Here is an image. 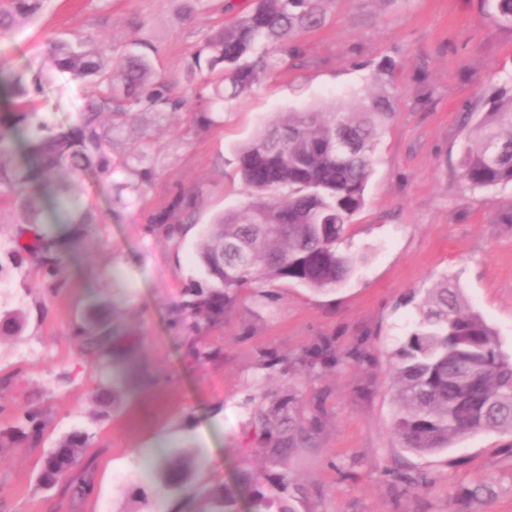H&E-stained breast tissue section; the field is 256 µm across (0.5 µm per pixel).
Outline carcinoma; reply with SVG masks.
Segmentation results:
<instances>
[{
  "label": "carcinoma",
  "mask_w": 512,
  "mask_h": 512,
  "mask_svg": "<svg viewBox=\"0 0 512 512\" xmlns=\"http://www.w3.org/2000/svg\"><path fill=\"white\" fill-rule=\"evenodd\" d=\"M44 0H3L0 36L14 30L18 18L35 15ZM326 0H256L249 9L206 39L210 80L195 87L196 70L187 71L188 91L173 94L167 81L150 83L151 56L145 50L107 55L89 38L50 44V69L73 80L88 81L76 121L50 127L26 100L24 74L0 65V90L13 99V111L0 114V193L12 196L17 223L24 225L3 253L14 277L27 284L33 272L58 273L60 258L53 237L41 231V195H61L70 185L56 180L60 171L78 178L95 167L112 173L111 137L104 115L129 118L134 112L193 109L204 99L221 108L224 102L259 84L283 62L288 40L302 30L316 29L325 19ZM495 19L512 25V0H494ZM394 64L378 66L373 83L379 90L354 106L323 104L283 112L270 125L237 147L238 172L252 190L249 202L217 216L202 232L196 252L211 291L192 290L183 312L209 322L219 320L239 291L247 286L288 281L314 292L341 287L356 270V258L339 251L348 226L366 204V189L375 166L378 142L393 116L386 86ZM465 143L460 178L472 190L512 188V89L502 90L488 110L463 122ZM351 148L341 150L339 140ZM195 208L194 200L176 198L152 222L172 233L176 214ZM69 223L94 224V213L72 204ZM24 326L21 309L0 318V337L17 336ZM81 344L100 352L104 383L99 397L107 402L115 387L107 355L112 333L106 324L89 320L79 326ZM393 431L402 447L425 455L450 448L480 431L512 433V358L501 348L497 331L470 310L459 290L443 282L430 288L420 319L395 352ZM265 428L279 433L283 454L313 439V431L288 414L272 411L262 417ZM90 434L74 430L63 436L47 457H59L64 472L42 466L40 481L53 486L69 478L87 448ZM194 454L185 449L161 473L164 490L186 486ZM248 512H296L299 488L285 475L260 486L250 473ZM210 512H239L229 488L211 500Z\"/></svg>",
  "instance_id": "obj_1"
}]
</instances>
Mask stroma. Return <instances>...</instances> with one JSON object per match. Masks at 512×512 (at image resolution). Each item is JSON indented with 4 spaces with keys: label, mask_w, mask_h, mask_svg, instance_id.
<instances>
[{
    "label": "stroma",
    "mask_w": 512,
    "mask_h": 512,
    "mask_svg": "<svg viewBox=\"0 0 512 512\" xmlns=\"http://www.w3.org/2000/svg\"><path fill=\"white\" fill-rule=\"evenodd\" d=\"M252 0H45L35 18L0 37V63L40 78L31 96L49 126L72 123L84 85L38 69L47 45L88 36L123 50L153 47L155 76L184 92L205 39ZM493 0H329L324 24L223 110L142 112L112 135V171L87 172L77 199L97 221L69 224L70 202L46 196L42 218L59 242L57 287L0 276V308L21 307L20 335L0 338V512H208L239 469L285 474L298 512H512V434L479 432L421 456L392 434L393 353L427 288L446 279L498 332L512 355V189L473 192L459 179L465 113L512 86V27ZM390 59L394 117L377 150L367 204L342 251L359 256L341 288L317 294L286 282L240 291L223 320L192 325L180 312L191 285L209 287L196 257L200 233L249 198L236 148L276 113L357 101ZM150 143L147 156L139 144ZM190 218L169 234L151 222L177 196ZM99 308L112 331L115 399L100 404L97 351L76 329ZM317 421L311 445L283 457L260 413ZM41 414L39 444L17 436V416ZM87 430L71 482L85 496L44 486L42 461L58 440ZM197 460L188 486L163 490L162 466L179 449ZM425 475L427 485H411ZM493 477L482 501H459Z\"/></svg>",
    "instance_id": "obj_1"
}]
</instances>
